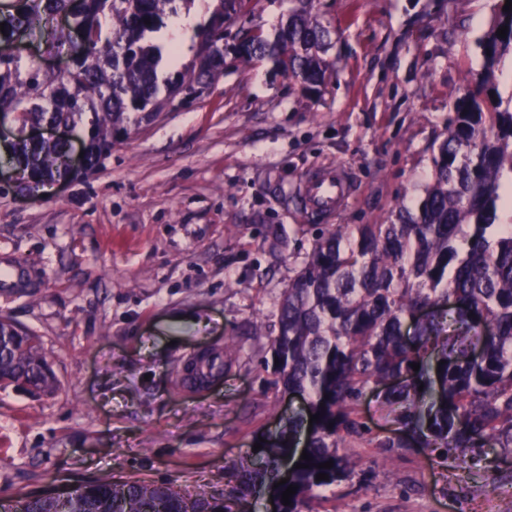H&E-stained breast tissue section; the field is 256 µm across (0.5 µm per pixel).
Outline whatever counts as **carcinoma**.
Listing matches in <instances>:
<instances>
[{
    "mask_svg": "<svg viewBox=\"0 0 512 512\" xmlns=\"http://www.w3.org/2000/svg\"><path fill=\"white\" fill-rule=\"evenodd\" d=\"M0 4V115L14 125L8 158L37 183L70 171L66 141H34L42 124L84 132L87 161L97 165L112 142L149 123L182 97L203 92L224 68V20L244 0H220L212 25L198 33L189 76L160 95L149 34L173 0H12ZM274 37L258 30L233 45L244 61L270 59L289 77L314 86L328 66L329 31L312 14L313 0H291ZM492 0L490 30L475 45L482 69L468 74L454 103L448 136L432 157V176L414 209L388 224H336L282 292L271 337L275 384L308 396L302 417L282 421L262 443L263 466L247 469L241 495L266 489L277 501L298 486L284 512H331L321 491L345 480L347 439L370 434L358 405L373 386L390 385L385 401L405 434L380 448H440L448 453L492 444L512 449V225L499 224L504 179L512 176V95L497 87L512 57V10ZM59 16L68 27L56 23ZM150 24H145V21ZM506 26V37L497 36ZM38 34L46 51L68 46L71 65L50 76L36 60L12 53L13 43ZM425 313L413 339L403 322ZM479 357H472L473 352ZM420 365L415 371L411 364ZM48 362L38 338L0 319V386L37 385ZM423 391H418V387ZM304 447L310 460L300 462ZM333 462L330 469L318 464ZM291 470L281 481L282 467ZM320 473L326 480H317ZM8 512H232L207 490L185 495L172 483L99 478L65 498L19 495Z\"/></svg>",
    "mask_w": 512,
    "mask_h": 512,
    "instance_id": "carcinoma-1",
    "label": "carcinoma"
}]
</instances>
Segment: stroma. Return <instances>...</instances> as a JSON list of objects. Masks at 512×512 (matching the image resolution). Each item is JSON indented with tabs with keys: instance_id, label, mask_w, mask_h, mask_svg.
I'll return each mask as SVG.
<instances>
[{
	"instance_id": "stroma-1",
	"label": "stroma",
	"mask_w": 512,
	"mask_h": 512,
	"mask_svg": "<svg viewBox=\"0 0 512 512\" xmlns=\"http://www.w3.org/2000/svg\"><path fill=\"white\" fill-rule=\"evenodd\" d=\"M288 0H247L224 41L273 34ZM491 0H315L331 32L323 81L226 54L205 92L114 140L92 169L48 190L0 180V259L22 265L0 317L39 336L55 394L0 389V500L101 477L206 487L233 512L259 436L305 412L264 362L282 292L328 224H385L423 195L453 103L479 68ZM342 165L353 194L317 216L297 191ZM261 335H254V325ZM208 355L222 373L188 388ZM359 411L372 436L400 426L382 390ZM336 512H512V452L348 441Z\"/></svg>"
}]
</instances>
